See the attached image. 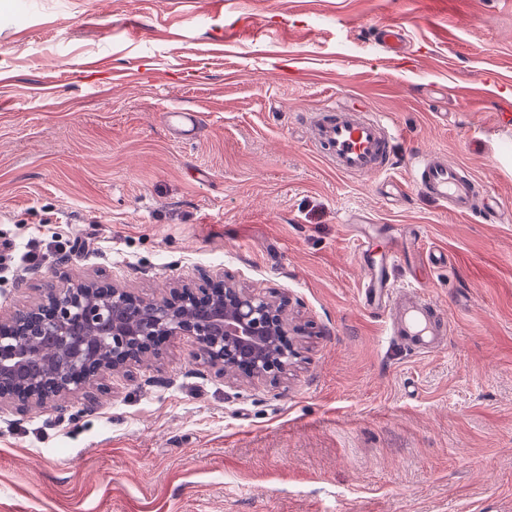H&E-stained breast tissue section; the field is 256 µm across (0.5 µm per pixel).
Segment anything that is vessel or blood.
Listing matches in <instances>:
<instances>
[{"instance_id": "b4317fda", "label": "vessel or blood", "mask_w": 512, "mask_h": 512, "mask_svg": "<svg viewBox=\"0 0 512 512\" xmlns=\"http://www.w3.org/2000/svg\"><path fill=\"white\" fill-rule=\"evenodd\" d=\"M312 140L329 162L346 175L383 174L389 168L394 134L378 115L354 108L329 106L311 119ZM414 183L432 199L458 214L487 207L473 180L440 155L422 154L412 162ZM401 250L386 246L379 258L369 256L368 243L357 251L364 272L360 296L365 306L385 313L392 339L418 354L441 350L445 322L419 283L391 281L389 271Z\"/></svg>"}]
</instances>
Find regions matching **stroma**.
Segmentation results:
<instances>
[{
    "mask_svg": "<svg viewBox=\"0 0 512 512\" xmlns=\"http://www.w3.org/2000/svg\"><path fill=\"white\" fill-rule=\"evenodd\" d=\"M332 103L391 123L386 174L314 145ZM427 152L512 209V0H0V315L65 279L223 272L287 297L299 350L241 385L178 337L94 404L0 409V512H512V222L419 190ZM392 224L395 281L433 263L440 352L359 300L356 241Z\"/></svg>",
    "mask_w": 512,
    "mask_h": 512,
    "instance_id": "obj_1",
    "label": "stroma"
}]
</instances>
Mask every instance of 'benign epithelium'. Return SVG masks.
Instances as JSON below:
<instances>
[{"label": "benign epithelium", "mask_w": 512, "mask_h": 512, "mask_svg": "<svg viewBox=\"0 0 512 512\" xmlns=\"http://www.w3.org/2000/svg\"><path fill=\"white\" fill-rule=\"evenodd\" d=\"M283 312L281 299L224 274L159 298L98 281L53 284L0 317V407L62 409L74 396L93 404L105 375L159 361L178 336L193 339L205 364L232 368L240 384L284 379L297 350Z\"/></svg>", "instance_id": "benign-epithelium-1"}]
</instances>
